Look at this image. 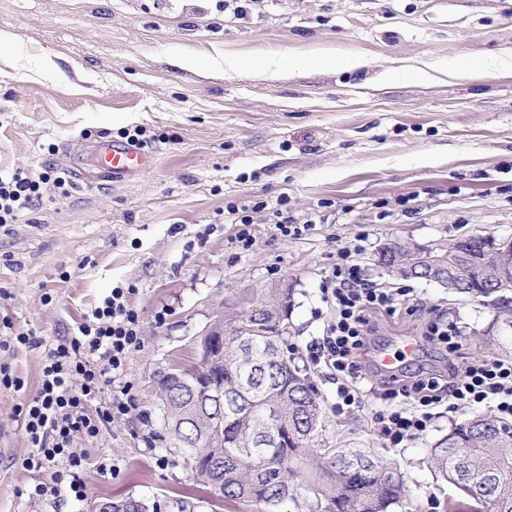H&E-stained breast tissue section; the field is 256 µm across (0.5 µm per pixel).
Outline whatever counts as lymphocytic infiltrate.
Returning a JSON list of instances; mask_svg holds the SVG:
<instances>
[{"label": "lymphocytic infiltrate", "mask_w": 512, "mask_h": 512, "mask_svg": "<svg viewBox=\"0 0 512 512\" xmlns=\"http://www.w3.org/2000/svg\"><path fill=\"white\" fill-rule=\"evenodd\" d=\"M61 176L33 174L20 168L0 173V224L14 223L19 215L40 204L48 183ZM329 299L336 320L314 344L311 358L346 383L337 388V413L358 408L372 389L359 372L354 357L366 343L365 329L374 310H395L400 292L365 284L358 264L344 260L333 271ZM143 345L140 315L123 289H113L101 306L85 314L73 336L43 353L36 394L20 409L22 424L32 449L27 470L52 471L53 484H35L30 497L44 499L69 490L75 499L85 495L75 479L84 457L75 448L77 439L98 437L112 422L136 410L130 385L108 402L99 396L106 386L120 382L127 360ZM384 407L375 414L382 435L392 445L429 431L433 410L447 404L449 411L492 404L497 416L512 421V359L477 361L451 376H416L402 390H386Z\"/></svg>", "instance_id": "obj_1"}]
</instances>
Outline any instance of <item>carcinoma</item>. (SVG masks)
Segmentation results:
<instances>
[{
	"label": "carcinoma",
	"mask_w": 512,
	"mask_h": 512,
	"mask_svg": "<svg viewBox=\"0 0 512 512\" xmlns=\"http://www.w3.org/2000/svg\"><path fill=\"white\" fill-rule=\"evenodd\" d=\"M380 264L403 278L439 284L474 299H503L485 277V267H511L512 251L490 236L455 241L434 250L385 246ZM290 288H246L224 300V350L209 371L224 381L219 402L189 404L180 380L159 381L161 410L170 447L196 481L218 497L276 512L290 500L300 512H393L402 502L403 476L377 458L338 448L325 437L323 408L307 372L293 363L261 366L257 360L277 346L295 353L288 308ZM263 307L247 315L240 304ZM281 413L280 440L255 443L262 412ZM199 410L220 430L212 437ZM431 464L461 495L491 512H512V422L491 414L455 425L432 450ZM304 484L303 498L290 495L292 480Z\"/></svg>",
	"instance_id": "cac0c4a2"
}]
</instances>
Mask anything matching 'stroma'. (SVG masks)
<instances>
[{
    "label": "stroma",
    "mask_w": 512,
    "mask_h": 512,
    "mask_svg": "<svg viewBox=\"0 0 512 512\" xmlns=\"http://www.w3.org/2000/svg\"><path fill=\"white\" fill-rule=\"evenodd\" d=\"M326 54L365 65L290 66ZM244 63L282 76L252 79ZM134 130L155 158L142 177L84 188L67 177L0 224V321L35 340L0 350L24 383L0 388V512H96L104 498H134L148 512H264L193 480L169 448L157 378L171 360H193L194 338L225 296L278 285L294 290L296 362L323 400L327 437L401 473L395 512H448L431 452L472 410L441 411L426 434L391 446L374 422L380 401L336 414V377L308 347L336 319L323 290L348 251L367 283L407 292L406 306L372 316L369 373L382 350L408 344L405 371L499 356L485 340L497 306L393 277L377 257L395 241L512 240V0H267L240 13L216 0H0V145L12 167L88 168L103 141ZM253 201L267 207L252 213L253 245L242 251L227 209ZM275 204L311 229L282 236ZM117 287L144 336L124 373L139 413L77 440L83 499L30 502L25 489L52 474L25 470L18 409L36 393L45 348ZM441 317L456 325L462 353L427 338Z\"/></svg>",
    "instance_id": "1"
}]
</instances>
